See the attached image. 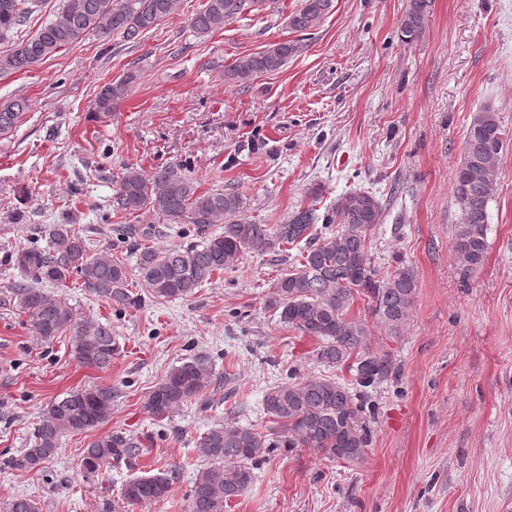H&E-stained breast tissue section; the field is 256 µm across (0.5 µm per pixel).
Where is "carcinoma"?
I'll return each instance as SVG.
<instances>
[{
    "label": "carcinoma",
    "instance_id": "carcinoma-1",
    "mask_svg": "<svg viewBox=\"0 0 512 512\" xmlns=\"http://www.w3.org/2000/svg\"><path fill=\"white\" fill-rule=\"evenodd\" d=\"M42 0H0V39L25 25ZM277 0H206L191 18L199 34L212 33L245 14L273 9ZM176 0H60L53 18L11 52L0 55V75L26 71L66 46L95 33L107 39L119 34L128 42L170 16ZM433 0H408L401 24L402 37L416 38L428 21ZM335 0H300L288 15V27L303 34L316 29L334 10ZM294 41L275 42L261 52L241 57L224 70L225 79L241 84L279 70L299 52ZM135 79L130 73L117 83L104 84L92 104V112L107 117L126 87ZM26 103L15 100L0 105V131L13 127ZM506 141L497 112L485 107L473 113L464 133L452 196L461 211L451 247L457 262L469 272L482 266L489 224L496 167ZM242 206L234 191H198L192 178L172 166L147 176L126 167L116 180L114 207L119 211L148 210L174 224H192L202 235L198 242L169 248L144 246L137 268L148 294L156 303L183 299L217 273L231 269L250 249L305 247L298 251L292 269L280 277L266 300L279 322L320 341L316 359L328 366L346 369L350 379L321 377L291 380L270 389L264 396L267 415L283 433L267 438L252 428L232 421L219 423L201 435L197 455L207 462L193 482L188 512H224V504L241 496L254 474L247 463L269 455L276 448H313L329 460L354 462L362 459L372 441V421L379 386L396 378L391 354L369 350L373 331L367 319L350 313L358 299L397 339L412 313L417 278L413 268L400 265L383 275L368 253L367 236L383 222L380 200L371 192L355 190L342 194L323 212L301 211L288 223L244 224L236 219ZM224 225L219 234L208 233L213 224ZM16 267L23 280L13 285L11 295L19 310L29 317L45 340L68 333L71 355L79 363L97 369L112 364L117 345L112 326L76 317L67 302L42 291L45 283H62L71 274L82 287L116 308L135 307L140 298L129 289V269L119 255L89 254L85 239L70 224H55L49 230L45 249L19 251ZM213 384L207 358L195 356L176 365L149 393L145 408L164 420L193 400L206 404ZM112 414V392L88 386L51 401L34 428L30 447L8 460L16 470L37 471L60 447L67 434L99 427ZM144 444L131 437L112 434L90 441L81 466L89 474L112 467V463L138 457ZM176 471L141 475L123 486V498L131 504L152 505L165 501Z\"/></svg>",
    "mask_w": 512,
    "mask_h": 512
}]
</instances>
